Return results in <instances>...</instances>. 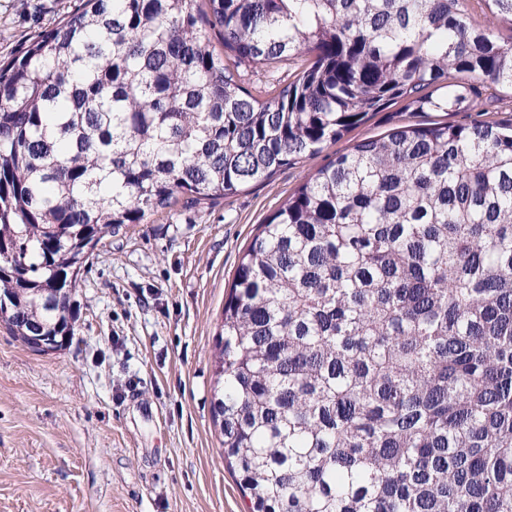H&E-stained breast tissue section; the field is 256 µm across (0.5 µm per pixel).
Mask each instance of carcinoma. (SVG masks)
<instances>
[{
	"label": "carcinoma",
	"mask_w": 512,
	"mask_h": 512,
	"mask_svg": "<svg viewBox=\"0 0 512 512\" xmlns=\"http://www.w3.org/2000/svg\"><path fill=\"white\" fill-rule=\"evenodd\" d=\"M469 2L81 0L0 60V322L61 350L94 248L176 195L236 194L398 99L487 112L512 39ZM291 58L272 97L242 85ZM212 363L250 512H512V123L396 125L305 179Z\"/></svg>",
	"instance_id": "carcinoma-1"
}]
</instances>
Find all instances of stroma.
Wrapping results in <instances>:
<instances>
[{
	"instance_id": "35a3bbf8",
	"label": "stroma",
	"mask_w": 512,
	"mask_h": 512,
	"mask_svg": "<svg viewBox=\"0 0 512 512\" xmlns=\"http://www.w3.org/2000/svg\"><path fill=\"white\" fill-rule=\"evenodd\" d=\"M80 0H0V58ZM394 104L270 180L186 200L106 237L39 354L0 326V512H244L212 420L210 360L242 253L336 154L390 124L454 122Z\"/></svg>"
}]
</instances>
